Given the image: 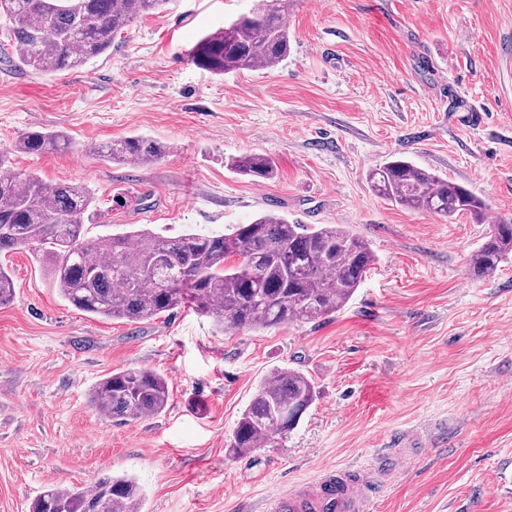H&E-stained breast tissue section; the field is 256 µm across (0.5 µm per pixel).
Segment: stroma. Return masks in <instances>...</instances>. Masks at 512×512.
Returning <instances> with one entry per match:
<instances>
[{"instance_id": "stroma-1", "label": "stroma", "mask_w": 512, "mask_h": 512, "mask_svg": "<svg viewBox=\"0 0 512 512\" xmlns=\"http://www.w3.org/2000/svg\"><path fill=\"white\" fill-rule=\"evenodd\" d=\"M258 3L171 0L52 76L16 67L0 36V170L87 185L94 237L221 234L274 212L342 225L369 241L373 268L331 315L223 334L187 307L135 325L78 311L31 250L0 252L15 288L0 306V512L106 474L134 477L144 512H264L273 493L353 470L405 433L419 458L382 477L372 512H512L498 487L512 471V256L474 275L488 225L388 203L367 179L404 156L512 222V0H293L276 68L217 76L189 61ZM33 127L65 132L70 148L16 152ZM131 135L165 156H99ZM247 153L268 155L273 177L227 168ZM138 368L167 378V408L101 417L91 389ZM280 368L311 378L317 400L286 438L229 457L239 417Z\"/></svg>"}]
</instances>
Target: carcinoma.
<instances>
[{"label":"carcinoma","mask_w":512,"mask_h":512,"mask_svg":"<svg viewBox=\"0 0 512 512\" xmlns=\"http://www.w3.org/2000/svg\"><path fill=\"white\" fill-rule=\"evenodd\" d=\"M170 2L0 0V17L10 22L4 36L18 49L20 65L53 74L101 55L124 28ZM288 8L289 0L262 3L201 37L187 56L213 75L273 69L288 57ZM69 145L67 134L43 128L14 143L23 154ZM164 154L163 145L136 135L99 148L104 159L126 163H153ZM228 166L253 181L274 173L273 161L259 153L233 158ZM369 182L378 196L400 206L485 220L483 199L403 158L370 170ZM96 218V200L84 186L0 172V251L33 250L62 298L106 319L138 324L188 305L225 333L312 321L345 306L375 262L369 244L338 224L290 223L265 214L218 235L168 237L144 227L93 238L87 226ZM510 253L512 224H493L470 266L477 276H492ZM230 258L236 263L228 264ZM316 399L306 374L274 370L238 420L228 453L247 455L288 434ZM169 400L167 379L145 368L114 371L91 392L97 412L126 423L163 412ZM143 502L135 480L112 475L91 488L49 487L30 506L35 512H141Z\"/></svg>","instance_id":"carcinoma-1"}]
</instances>
